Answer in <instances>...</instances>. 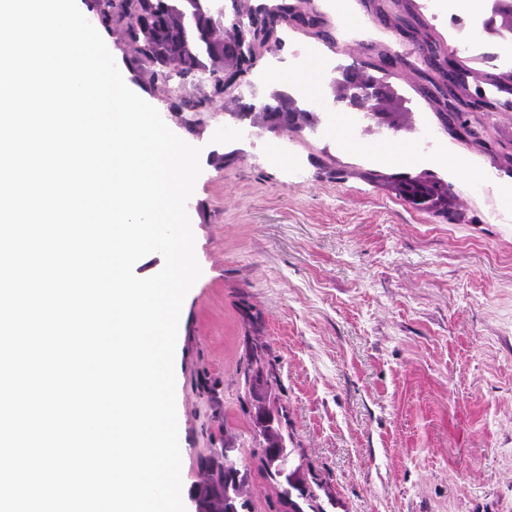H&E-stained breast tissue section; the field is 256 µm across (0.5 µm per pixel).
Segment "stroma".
<instances>
[{"mask_svg": "<svg viewBox=\"0 0 512 512\" xmlns=\"http://www.w3.org/2000/svg\"><path fill=\"white\" fill-rule=\"evenodd\" d=\"M411 3L418 39L394 29V0H312L335 43L283 27L243 89L262 98L280 88L284 61L303 46L331 62L330 78L387 51L396 63L374 78L414 126L437 129L436 152L413 157L407 173L447 181L462 222L363 179L366 170L395 173L378 151L385 138L366 136L355 150L310 130L247 138L221 102L174 109L206 85L128 79L201 150L187 212L202 274L182 306L174 362L183 491L199 481L198 458L233 435L258 492L255 512H277L240 403V367L261 341L293 445L333 498L331 512H512V223L495 219L512 198V111L472 113L475 144L439 129L418 91L421 42L470 57L476 85L485 54L512 72V35L484 37L474 51L486 0L453 16L434 15L430 0ZM341 12L362 25L338 30ZM451 153L469 177L449 171Z\"/></svg>", "mask_w": 512, "mask_h": 512, "instance_id": "1", "label": "stroma"}]
</instances>
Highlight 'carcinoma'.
Instances as JSON below:
<instances>
[{
	"label": "carcinoma",
	"instance_id": "obj_1",
	"mask_svg": "<svg viewBox=\"0 0 512 512\" xmlns=\"http://www.w3.org/2000/svg\"><path fill=\"white\" fill-rule=\"evenodd\" d=\"M98 24L106 31L120 30L128 48L125 64L129 71L149 74L150 83L167 82L176 74L182 80L206 79L210 93L182 99L175 104L199 112L215 100H224V108L236 113L241 121L269 132L300 133L315 128L313 112L300 107L287 92L270 96L265 102L224 98L225 86L243 81L261 51L278 40L279 29L293 25L313 32L324 40H333L325 20L310 8L303 9L289 0H277L271 7L251 6L246 0H231L233 14L254 25L253 36L246 41L230 21L224 20L222 0H86ZM512 24V0H500L496 13L481 23L489 31H499ZM420 22L409 2L393 17L395 29L420 34ZM420 90L430 93L436 114L449 129L478 139L468 122V112L448 111V101L457 104H487L481 91L473 93L466 86L448 85V61H434L421 73ZM373 113L385 115L397 123L402 113L392 111L389 98L371 105ZM370 182L421 210L444 219L457 216L452 211V192L448 183L435 177H408L370 172ZM245 402L252 422V457L258 459L267 482L273 487L285 512H326L319 496L306 478L290 481L276 461L280 454L293 455L287 446L286 418L279 412L275 392L276 378L265 358V345L256 342L241 369ZM202 506L205 512H224V500L236 498L238 512H252L249 480L236 486L224 470V449L214 448L198 459Z\"/></svg>",
	"mask_w": 512,
	"mask_h": 512
}]
</instances>
